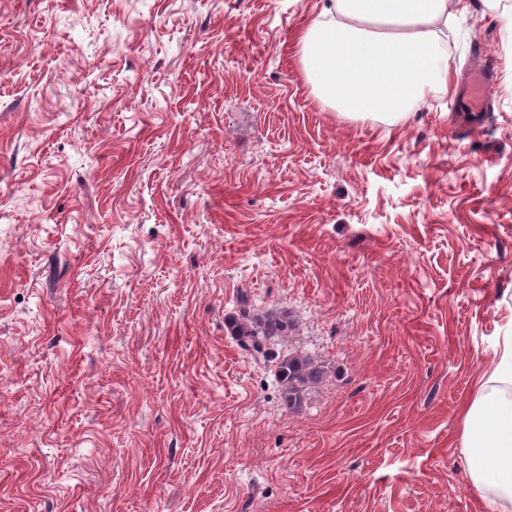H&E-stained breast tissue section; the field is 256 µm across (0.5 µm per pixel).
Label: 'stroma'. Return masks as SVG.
<instances>
[{"label": "stroma", "mask_w": 512, "mask_h": 512, "mask_svg": "<svg viewBox=\"0 0 512 512\" xmlns=\"http://www.w3.org/2000/svg\"><path fill=\"white\" fill-rule=\"evenodd\" d=\"M324 4L0 0V512H491L461 415L512 330V0H462L392 124L314 97ZM243 294L293 319L260 354ZM494 68L487 62L473 71L459 86L464 109L461 112L480 113L488 107V85L493 77ZM324 374V366L307 355L291 354L280 360L276 376L289 411L297 412L303 408L309 389L322 380Z\"/></svg>", "instance_id": "35a3bbf8"}]
</instances>
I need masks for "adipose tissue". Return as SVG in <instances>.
Returning <instances> with one entry per match:
<instances>
[{"label":"adipose tissue","instance_id":"1","mask_svg":"<svg viewBox=\"0 0 512 512\" xmlns=\"http://www.w3.org/2000/svg\"><path fill=\"white\" fill-rule=\"evenodd\" d=\"M455 7V0H327L322 19L298 30L315 96L352 117L395 120L425 92L447 89L435 49ZM491 380L464 411L468 473L492 512H512V335Z\"/></svg>","mask_w":512,"mask_h":512}]
</instances>
